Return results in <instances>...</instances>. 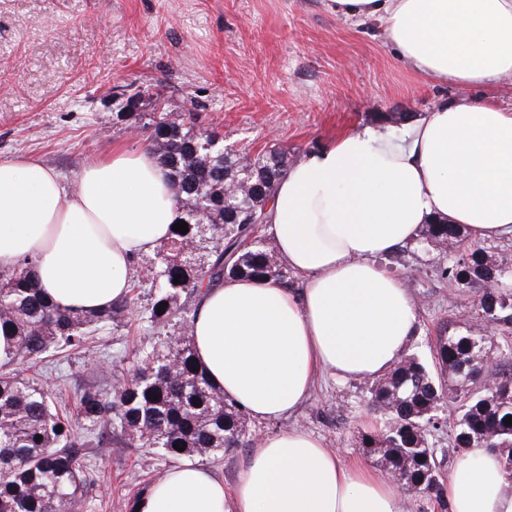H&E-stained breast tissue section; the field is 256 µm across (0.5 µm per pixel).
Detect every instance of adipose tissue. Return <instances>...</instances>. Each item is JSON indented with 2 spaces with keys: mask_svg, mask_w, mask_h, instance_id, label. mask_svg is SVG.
<instances>
[{
  "mask_svg": "<svg viewBox=\"0 0 512 512\" xmlns=\"http://www.w3.org/2000/svg\"><path fill=\"white\" fill-rule=\"evenodd\" d=\"M336 15L382 24L419 74L491 87L512 75V0H329ZM181 211L150 149L111 152L74 184L31 155L0 159V270L36 260L47 298L101 310L130 288V260L166 241ZM462 224L481 240L512 237V113L483 97L440 102L402 136L385 125L345 131L292 165L265 233L299 289L231 277L199 304L196 357L253 418L286 417L316 378L375 380L405 354L414 299L382 260L423 224ZM451 512H512V474L484 448L457 460ZM141 512H400L397 487L343 462L301 427L261 439L232 493L183 464L151 486Z\"/></svg>",
  "mask_w": 512,
  "mask_h": 512,
  "instance_id": "ef3b65f1",
  "label": "adipose tissue"
}]
</instances>
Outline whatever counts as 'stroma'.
<instances>
[{"mask_svg": "<svg viewBox=\"0 0 512 512\" xmlns=\"http://www.w3.org/2000/svg\"><path fill=\"white\" fill-rule=\"evenodd\" d=\"M149 85L169 111L198 114L199 127L226 147L256 154L275 146L293 160L381 114L417 117L440 100L479 94L414 73L376 24L338 17L328 0H0L1 159L36 156L70 183L114 144L147 147L145 133L118 112L120 94ZM461 250L419 238L385 260L418 304L408 352L428 364L444 327H477L497 353L512 344V330L479 321L471 289L444 276ZM156 337L148 324L124 323L57 367L25 364L21 374L75 393L99 372L131 376L137 347ZM370 387L325 375L289 417L246 418L249 446L191 462L233 490L252 444L295 425L343 460H364L361 436L381 422L368 406ZM91 464L97 483L81 512H128L178 461L112 447Z\"/></svg>", "mask_w": 512, "mask_h": 512, "instance_id": "35a3bbf8", "label": "stroma"}]
</instances>
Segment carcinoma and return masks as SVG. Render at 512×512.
Here are the masks:
<instances>
[{"mask_svg": "<svg viewBox=\"0 0 512 512\" xmlns=\"http://www.w3.org/2000/svg\"><path fill=\"white\" fill-rule=\"evenodd\" d=\"M144 96L154 108L141 113L146 118L141 128L169 170L188 232L170 231L160 248L151 281L153 302L137 321L170 331L137 349L138 369L120 390L85 388L71 406L21 377L18 366L85 350L97 332L130 312L135 298L128 295L100 311L66 308L41 294L35 260L26 258L17 269L0 274V332L7 340L0 352V512H80L95 485L85 453L89 448L118 445L181 457L218 455L248 444L244 412L224 399L196 361L188 331L200 298L228 277L288 283L290 269L274 259L265 238L256 234V241L245 244L255 227L240 217L242 209L260 214L270 204L288 170V153L276 147L253 156L228 151L216 133L196 126V117L159 108L160 93L148 89L126 106L137 107ZM206 235L212 243L207 256L184 250ZM459 235L458 224L424 225V240L435 247ZM466 267L472 271L467 285L474 309L512 328V292L480 287L489 277L498 279L502 268L475 248L454 262L447 276L458 282V269ZM483 340L472 330L442 334L433 349L436 370L405 356L371 389V406L384 423L361 436L362 447L401 486L435 501L443 512L449 510L444 478L427 440L446 425L437 414L440 407L460 410L457 456L480 445L512 472V426L504 423L512 416V352L502 356L492 383L475 389ZM58 426L62 431H56Z\"/></svg>", "mask_w": 512, "mask_h": 512, "instance_id": "carcinoma-1", "label": "carcinoma"}]
</instances>
